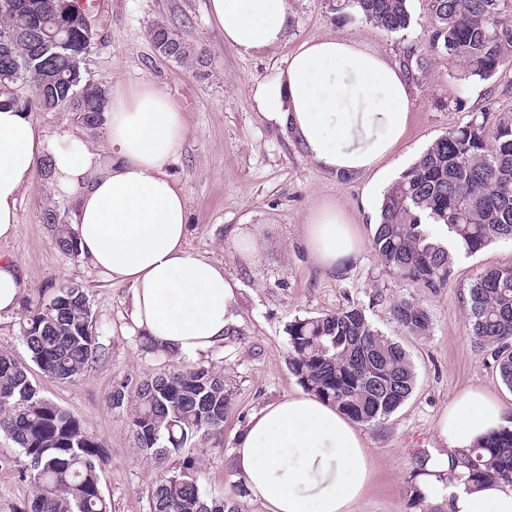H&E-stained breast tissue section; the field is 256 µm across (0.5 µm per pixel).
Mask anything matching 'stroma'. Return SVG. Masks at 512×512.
Returning <instances> with one entry per match:
<instances>
[{"label": "stroma", "mask_w": 512, "mask_h": 512, "mask_svg": "<svg viewBox=\"0 0 512 512\" xmlns=\"http://www.w3.org/2000/svg\"><path fill=\"white\" fill-rule=\"evenodd\" d=\"M408 11L409 27L390 33L359 17L336 22L324 0H297L287 38L274 49L251 54L225 45L208 0H112L108 14L92 18V44L83 61L87 79L107 93L118 84L127 89L153 84L183 113L187 140L172 174L187 199L188 245L222 264L240 285L236 322L223 342L196 358L148 351L133 323L129 286L108 280L55 243L45 215L53 211L59 221L71 222L74 195L39 176L22 193L18 233L0 242V254L19 260L26 294L18 312L0 322V351L28 365L41 394L70 411L100 443V487L112 512H150L156 476L153 461L134 444L129 407L112 405L113 390H132L146 375L198 365L224 374L232 403L224 415L223 437L199 439L186 450L195 460L197 483L237 512H265L239 490L234 437L261 407L301 392L289 366L286 333L298 317L362 307L382 334L403 346L417 374L411 397L381 428L365 431L374 471L351 512H432L433 502L418 501L414 494L413 467L417 455L430 453L443 409L470 387L512 407V391L501 384L490 351L473 345L467 303L468 286L479 273L512 265V241H497L458 260L441 288L386 271L371 246L383 193L434 140L484 105L512 113V67L492 80L472 82L447 54L427 52L433 26L427 0H409ZM157 25L206 48L204 73L159 53L149 36ZM326 34L355 40L396 63L410 49L428 54L427 73L412 87L405 135L387 159L383 177L369 172L340 179L324 171L307 158L293 134L268 124L255 107V85L272 80L301 42ZM32 117L48 138L71 132L109 161L102 130L86 129L74 113L36 111ZM329 201L345 213L362 241L333 272L318 267L303 245L311 210ZM240 229L258 241L256 254L241 250ZM64 281L85 290L102 355L81 376L61 382L32 366L22 325L38 301L50 300ZM403 298L415 299L427 311L430 335H409L394 321L391 306ZM32 491L27 458L0 432V512H27Z\"/></svg>", "instance_id": "1"}]
</instances>
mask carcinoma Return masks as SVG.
Returning a JSON list of instances; mask_svg holds the SVG:
<instances>
[{
  "label": "carcinoma",
  "mask_w": 512,
  "mask_h": 512,
  "mask_svg": "<svg viewBox=\"0 0 512 512\" xmlns=\"http://www.w3.org/2000/svg\"><path fill=\"white\" fill-rule=\"evenodd\" d=\"M335 18L359 16L390 33L410 23L407 0H327ZM429 45L463 65L465 76L493 78L512 64V0H428ZM63 37L59 46L53 45ZM170 58L204 68L205 51L170 34ZM90 40L61 0H0V95L21 109L66 108L89 130L104 121L106 99L80 67ZM425 58L406 52L403 69L420 79ZM32 84L35 98L18 94ZM59 248L77 255L69 225L46 213ZM512 239V115L484 106L464 125L437 138L383 194L372 248L402 277L439 287L460 258ZM396 323L426 336L431 320L417 302L393 304ZM470 335L494 351L501 383L512 391V265L480 273L468 289ZM289 365L305 390L339 407L352 421L378 428L412 394L417 375L405 349L384 336L359 307L297 318L288 324ZM31 361L49 378L73 380L100 356L87 294L64 282L22 328ZM130 428L137 448L160 467L151 512H207L211 497L186 457L169 467L198 436L224 432L230 406L224 374L199 366L141 380ZM0 431L29 461L35 494L31 512H111L99 485L101 445L71 412L42 396L25 366L0 352ZM467 484L512 483V429H504L462 458Z\"/></svg>",
  "instance_id": "cac0c4a2"
}]
</instances>
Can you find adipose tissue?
Wrapping results in <instances>:
<instances>
[{
    "label": "adipose tissue",
    "mask_w": 512,
    "mask_h": 512,
    "mask_svg": "<svg viewBox=\"0 0 512 512\" xmlns=\"http://www.w3.org/2000/svg\"><path fill=\"white\" fill-rule=\"evenodd\" d=\"M226 45L249 54L281 44L292 0H209ZM253 101L268 123L291 129L307 158L350 178L380 169L402 140L411 108L401 68L359 43L327 35L303 42L278 76L256 84ZM112 164L69 134L49 145L31 114L0 97V241L18 231V202L39 160L52 154L56 183L77 196L73 228L80 261L130 285L136 326L156 345L196 357L223 341L235 321L238 285L222 266L188 248L187 200L170 170L187 135L185 118L151 84L115 88L104 114ZM304 242L313 261L335 270L358 251L353 227L325 203L312 210ZM26 290L19 261L0 256V319L16 314ZM504 428L512 412L469 388L450 401L434 430L437 446L422 493L448 512H512V484L442 481L469 449ZM363 431L311 393L269 403L235 441L234 466L266 512H349L372 472Z\"/></svg>",
    "instance_id": "adipose-tissue-1"
}]
</instances>
